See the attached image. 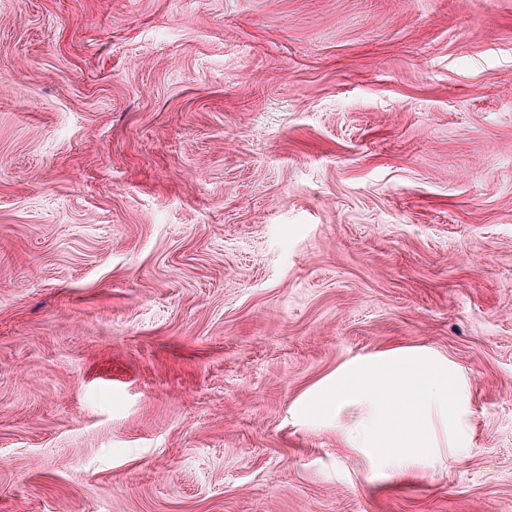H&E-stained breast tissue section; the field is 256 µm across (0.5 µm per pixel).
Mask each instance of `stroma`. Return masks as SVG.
<instances>
[{"label": "stroma", "mask_w": 512, "mask_h": 512, "mask_svg": "<svg viewBox=\"0 0 512 512\" xmlns=\"http://www.w3.org/2000/svg\"><path fill=\"white\" fill-rule=\"evenodd\" d=\"M413 351L462 445L303 418ZM0 512H512V0H0Z\"/></svg>", "instance_id": "stroma-1"}]
</instances>
